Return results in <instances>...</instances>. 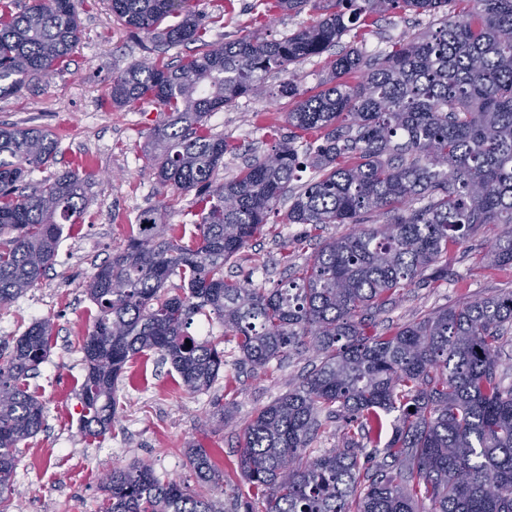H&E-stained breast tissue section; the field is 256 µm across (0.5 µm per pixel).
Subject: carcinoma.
<instances>
[{"label":"carcinoma","instance_id":"1","mask_svg":"<svg viewBox=\"0 0 512 512\" xmlns=\"http://www.w3.org/2000/svg\"><path fill=\"white\" fill-rule=\"evenodd\" d=\"M265 2L269 12L309 5L319 17L281 39L255 30L213 44L190 0H109L133 36L206 46L173 67L135 63L111 90L118 108L150 100L164 112L146 144L152 170L166 192L196 191L200 219L181 243L164 235L165 209L143 211L126 246L86 285L98 315L81 345L83 428L94 436L111 428L119 377L147 352L199 392L224 367L226 336L256 367L312 350L320 364L245 428L244 512H512V385L499 373L512 291L388 336L366 322L401 288L448 282V248L482 226L508 225L487 264L512 265V0ZM13 4L0 0V98L63 69L79 43L73 0H31L19 11ZM397 11L428 15L432 26L382 56L339 52L323 90L299 91L296 65L352 30L365 37ZM272 71L288 76L283 91L298 98L288 136L217 184L224 156L240 146L214 134L209 118L262 94ZM349 75L360 80H343ZM58 152L50 129L0 126V307L41 280L62 225L84 215L91 175L64 170L30 181ZM304 167L314 177L296 191ZM286 198L290 224L350 228L271 290L226 279L224 266ZM377 216L385 223L368 225ZM173 277L183 294L166 287ZM198 315L218 320L224 336L192 335ZM51 332L40 320L0 340V512H10L16 494L17 448L45 421L25 381L45 360ZM323 414L341 417L343 443L311 456ZM368 448L392 463L370 470ZM186 459L194 487L163 481L146 463L112 469L102 481L106 512H224L214 499L224 475L208 451L188 448Z\"/></svg>","mask_w":512,"mask_h":512}]
</instances>
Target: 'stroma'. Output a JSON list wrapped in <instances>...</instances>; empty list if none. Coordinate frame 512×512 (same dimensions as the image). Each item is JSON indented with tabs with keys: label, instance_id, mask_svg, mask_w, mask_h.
<instances>
[{
	"label": "stroma",
	"instance_id": "35a3bbf8",
	"mask_svg": "<svg viewBox=\"0 0 512 512\" xmlns=\"http://www.w3.org/2000/svg\"><path fill=\"white\" fill-rule=\"evenodd\" d=\"M80 42L67 68L36 91L0 99V125L47 127L59 138L55 165L36 171L34 180L83 166L92 175L83 220L63 227L57 255L46 275L10 306L0 308V339L20 336L34 321L54 324L49 351L27 389L45 407L41 430L21 443L14 483L20 491L15 512H105L103 476L116 466L149 463L163 479L195 484L185 458L186 448L207 449L224 474V512H243L247 484L238 458L245 427L258 410L299 382L319 360L310 351H290L265 367L240 360L233 345L224 347V366L208 390L192 393L178 373L151 352L131 360L117 384L116 418L111 431L94 438L79 424L80 389L85 375L81 352L97 307L85 293L97 268L124 248L144 210L165 206L167 233L190 238L194 224V192L163 198L144 150L147 134L162 119L155 104L136 109L114 107L112 79L131 64L154 57L150 40L129 35L112 17L107 0H74ZM207 39L224 42L242 36L255 22L262 33L279 39L313 23L312 9L299 13L267 12L263 0H195ZM426 15H391L374 24L364 39L344 35L343 50L365 56L387 50L390 43L429 28ZM284 74L265 78L264 97L236 99L214 113L215 134L235 142L239 151L224 158L218 182L238 176L254 158L271 151L278 136L287 134L285 114L295 100L282 93ZM288 201H281L256 236L224 273L271 289L287 278L326 239L347 230L329 224L311 230L286 221ZM501 225L490 224L448 254V281L404 289L384 311L373 317V330L388 334L444 308L512 291V267H488L484 255L504 238ZM229 412L228 421L214 420L215 407Z\"/></svg>",
	"mask_w": 512,
	"mask_h": 512
}]
</instances>
